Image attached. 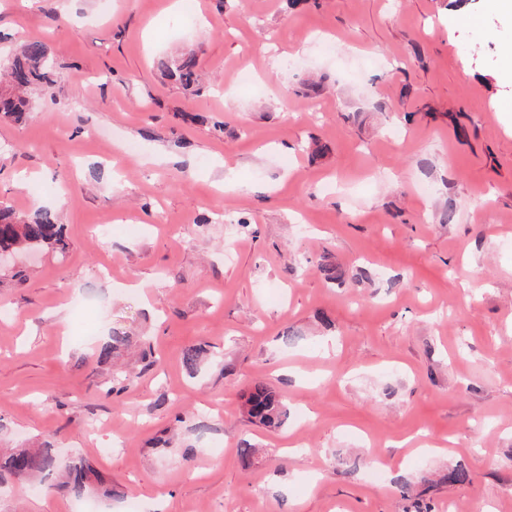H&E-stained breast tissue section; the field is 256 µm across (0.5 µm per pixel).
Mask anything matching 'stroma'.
Segmentation results:
<instances>
[{
  "mask_svg": "<svg viewBox=\"0 0 512 512\" xmlns=\"http://www.w3.org/2000/svg\"><path fill=\"white\" fill-rule=\"evenodd\" d=\"M23 39L54 92L0 118V201L50 209L68 249L0 267V439L89 459L109 512H512L490 0H0V59ZM190 53L188 89L166 67ZM115 328L134 347L97 362ZM257 381L277 431L244 412ZM0 512L75 510L15 483ZM246 414L250 422L267 430L281 427L285 417L279 393L264 382H254L243 395Z\"/></svg>",
  "mask_w": 512,
  "mask_h": 512,
  "instance_id": "35a3bbf8",
  "label": "stroma"
}]
</instances>
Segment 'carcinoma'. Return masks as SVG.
<instances>
[{"label":"carcinoma","instance_id":"carcinoma-1","mask_svg":"<svg viewBox=\"0 0 512 512\" xmlns=\"http://www.w3.org/2000/svg\"><path fill=\"white\" fill-rule=\"evenodd\" d=\"M196 59L188 56L179 62L169 76L190 88L198 83ZM5 76L9 88L0 91V117L18 119L30 110L25 93L32 88L50 89L51 71L47 50L39 40H27L7 63ZM57 249L65 251L62 225L54 213L44 207L35 209L32 217L18 214L0 201V251ZM130 337L113 330L98 348L97 359L105 362L114 353L126 348ZM246 414L250 422L267 430L281 427L285 417L279 393L264 382H255L243 395ZM12 479L28 483L33 488L46 489L59 494L83 498L97 497L110 502L123 493L112 487L81 457L74 456L63 462L53 445L45 442L36 448L0 449V481Z\"/></svg>","mask_w":512,"mask_h":512}]
</instances>
